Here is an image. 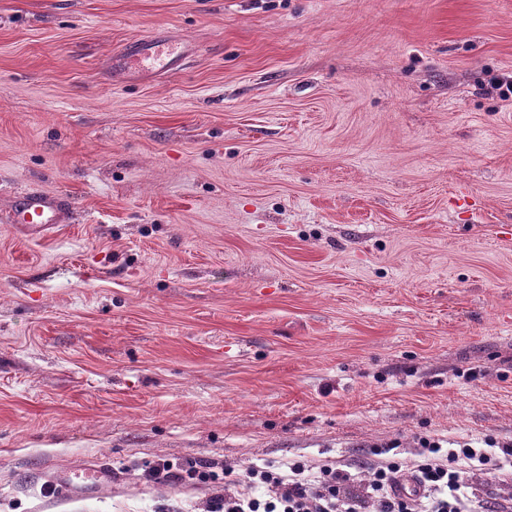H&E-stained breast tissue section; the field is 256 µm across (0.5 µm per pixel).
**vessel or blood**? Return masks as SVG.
Returning <instances> with one entry per match:
<instances>
[{
  "mask_svg": "<svg viewBox=\"0 0 512 512\" xmlns=\"http://www.w3.org/2000/svg\"><path fill=\"white\" fill-rule=\"evenodd\" d=\"M181 54L178 43L158 36L144 37L114 52L112 69L158 77L172 71ZM12 213L15 223L21 224L30 236L47 235L55 225L70 219L69 213L52 196L26 190L17 195Z\"/></svg>",
  "mask_w": 512,
  "mask_h": 512,
  "instance_id": "vessel-or-blood-1",
  "label": "vessel or blood"
}]
</instances>
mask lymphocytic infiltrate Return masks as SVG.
Returning <instances> with one entry per match:
<instances>
[{"label":"lymphocytic infiltrate","mask_w":512,"mask_h":512,"mask_svg":"<svg viewBox=\"0 0 512 512\" xmlns=\"http://www.w3.org/2000/svg\"><path fill=\"white\" fill-rule=\"evenodd\" d=\"M148 478L223 484L207 512H512V470L491 448L424 439L415 459L378 460L369 478L332 464L252 465L217 473L204 462L162 460Z\"/></svg>","instance_id":"lymphocytic-infiltrate-1"}]
</instances>
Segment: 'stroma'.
Wrapping results in <instances>:
<instances>
[{
	"mask_svg": "<svg viewBox=\"0 0 512 512\" xmlns=\"http://www.w3.org/2000/svg\"><path fill=\"white\" fill-rule=\"evenodd\" d=\"M154 34L193 52L108 76ZM501 75L512 0H0V512H205L161 459L512 443ZM22 189L71 220L29 237Z\"/></svg>",
	"mask_w": 512,
	"mask_h": 512,
	"instance_id": "35a3bbf8",
	"label": "stroma"
}]
</instances>
